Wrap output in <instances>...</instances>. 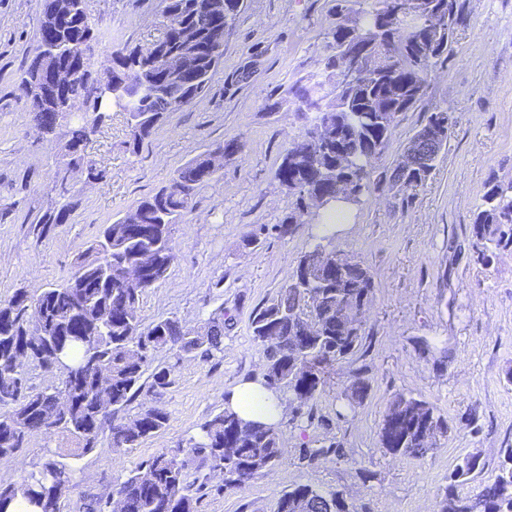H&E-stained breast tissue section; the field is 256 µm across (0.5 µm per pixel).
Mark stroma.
Returning <instances> with one entry per match:
<instances>
[{
  "label": "stroma",
  "mask_w": 512,
  "mask_h": 512,
  "mask_svg": "<svg viewBox=\"0 0 512 512\" xmlns=\"http://www.w3.org/2000/svg\"><path fill=\"white\" fill-rule=\"evenodd\" d=\"M86 3L91 24L112 36L91 59L94 76L106 75L114 49L147 47L161 31L160 0ZM459 3L464 22L448 59L432 67L420 102L398 117L374 164L376 172L386 170L427 115L445 109L454 124L435 170L407 196L379 184L335 227L337 250L375 276L366 352L336 365L311 420L282 422V463L230 492L213 477L198 512H274L280 495L302 484L343 492L350 512H439L449 476L464 457L477 456L484 465L455 484L469 496L493 480L512 448V248L482 264L471 228L488 184L512 183V0ZM335 5L245 0L224 32V57L208 89L169 113L136 152L126 112L111 109L85 147L102 179L74 172L62 197L54 183L57 164L84 115L70 114L52 138L37 132L21 79L37 46L41 0H0V302L60 284L103 225L168 185L177 168L239 142L197 192L175 233L177 258L166 279L146 291L140 311L146 324L175 316L199 329L223 309L222 352L181 364L158 400L168 414L166 428L139 447L103 443L80 456L71 442L38 433L22 453L0 460V481H23L35 464L76 455L80 483L64 493L62 505L63 512H79L84 494L107 493L140 460L176 448L223 409L241 379L263 374L264 351L252 339L250 313L286 284L318 232L312 224L296 225L289 236L273 232L295 202L275 169L308 127L291 89L321 71ZM64 205V223L42 225L45 214ZM256 231L259 245L248 244ZM356 367L370 384L360 402L349 398ZM397 394L427 400L447 418L451 430L437 437L432 456L403 458L383 448L382 421ZM331 439L346 449L345 458L295 463V449Z\"/></svg>",
  "instance_id": "stroma-1"
}]
</instances>
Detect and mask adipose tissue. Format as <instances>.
I'll use <instances>...</instances> for the list:
<instances>
[{"mask_svg": "<svg viewBox=\"0 0 512 512\" xmlns=\"http://www.w3.org/2000/svg\"><path fill=\"white\" fill-rule=\"evenodd\" d=\"M226 405L246 422L277 424L287 416L285 400L268 389L260 376L240 381L229 393Z\"/></svg>", "mask_w": 512, "mask_h": 512, "instance_id": "1", "label": "adipose tissue"}]
</instances>
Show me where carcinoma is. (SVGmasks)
Listing matches in <instances>:
<instances>
[{"label": "carcinoma", "instance_id": "carcinoma-1", "mask_svg": "<svg viewBox=\"0 0 512 512\" xmlns=\"http://www.w3.org/2000/svg\"><path fill=\"white\" fill-rule=\"evenodd\" d=\"M64 22L60 42L91 59L100 34L90 24L82 0ZM376 0L369 8L344 14L337 4L336 25L327 33V55L323 75L344 62L356 50L381 61L380 68L354 85L334 84L333 103L322 106L326 81L299 85L293 95L300 110L313 114L311 124H332L338 132V148L316 163L299 162L294 167L278 165L275 178L288 180L286 188L295 196V207L281 223L273 226L280 235L304 216L305 202L316 196L325 179H340L362 198L369 193L374 160L389 143L400 114L416 108L430 68L448 58L454 34L463 20L459 0H420L413 6L401 0ZM239 9L235 0H163V14L177 25L198 33L201 43L199 73L181 77L163 88L146 87L141 71L148 61L136 49L112 53V93L102 91L90 68L73 80L65 92L27 95L31 121L47 136H53L59 120L70 115L60 101H79L84 111L99 122L116 106L128 112L132 151L139 150L170 112L190 105L208 87L214 74L210 49L224 41V27ZM438 16L447 20L446 30L435 41L427 40L420 27L423 19ZM47 63L44 51L36 54L22 76L23 85L40 84ZM95 127L83 124L71 130L68 153L58 166L60 195L68 193L66 174L85 164L84 145ZM451 130L438 142L436 155L422 152L411 161L401 154L383 174L385 183L402 192L423 186L436 168L438 154L447 145ZM199 158L176 170L169 185L146 198L125 216L103 226L97 245L107 248L112 234V261L97 264L81 254L75 271L61 284L35 296L18 293L0 304V460L12 458L28 447L36 433L77 442L82 453L107 439L113 449L138 447L143 440L164 429L168 416L156 404L157 395L173 382V375L186 357H210L223 350L224 307L209 317L202 330L187 327L174 317L142 324L143 294L168 275L176 260L175 232L183 223L197 191L211 176ZM479 261L487 265L494 251L512 247V185H488L476 207L472 225ZM145 252L155 256L152 280L132 286L122 275L135 266ZM336 257L333 238L314 237L288 275V283L271 301L250 314L253 339L265 348L263 378L268 388L295 404L293 419L310 417L305 410L317 399L328 370L349 362L367 349L365 323L343 334L336 333V313L351 301L368 305L375 290V277L363 263L346 270L341 278L332 273L314 274ZM112 267V280L97 289V297L85 300L88 332L83 341L65 346L67 369L50 363L46 350L28 341L32 327L41 339L59 342L68 332V316L80 305V284L100 278L104 267ZM168 359L157 358L160 351ZM40 370L58 379V384L34 390L30 371ZM112 373V389L100 383V374ZM138 406L148 416L147 425L135 428L119 414ZM449 430L448 420L432 403L397 396L390 403L381 427V443L390 453L404 458L424 459L435 453L431 435ZM346 455L336 441L296 449L298 464L334 462ZM494 480L477 493V498L444 493L440 512H512V448ZM283 460L278 425L243 423L229 409L212 414L175 449H165L142 460L126 479L114 487L121 496L124 512H198L200 494L214 474L224 478V490L238 489L265 474ZM151 470L155 487L140 483L143 470ZM75 464L66 458H50L35 467L20 483L0 482V512L17 494L25 495L40 512H62L61 492L74 484ZM338 492H323L299 485L283 494L275 512H338Z\"/></svg>", "mask_w": 512, "mask_h": 512}]
</instances>
